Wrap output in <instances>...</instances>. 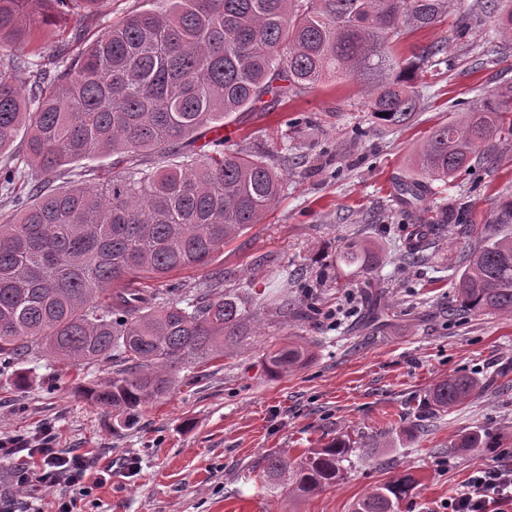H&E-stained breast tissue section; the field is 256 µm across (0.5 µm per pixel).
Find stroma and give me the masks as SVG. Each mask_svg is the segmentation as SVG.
Instances as JSON below:
<instances>
[{
    "instance_id": "35a3bbf8",
    "label": "stroma",
    "mask_w": 512,
    "mask_h": 512,
    "mask_svg": "<svg viewBox=\"0 0 512 512\" xmlns=\"http://www.w3.org/2000/svg\"><path fill=\"white\" fill-rule=\"evenodd\" d=\"M473 3L454 0L442 23L401 44L403 57L447 44L435 71L417 76L422 107L412 123L377 125L356 85L330 82L225 127L230 143L284 176L277 207L216 262L225 288L251 295L248 346L185 364L170 394L117 433L111 410L75 394L79 382L110 377L115 363L75 368L43 357L0 372V437L33 448L48 430L55 447L85 455L90 473L114 469L103 485L21 488L17 459L0 458L1 504L11 512H56L62 498L78 512H352L373 486L407 469L419 485L398 512H446L495 450L512 448V317L448 311L467 251L485 235L512 234V224L493 221L512 203V140L450 183H431L429 212L407 209L394 190L416 177L415 155L433 126L512 85V42L496 35L493 18L455 34ZM422 224L437 231L424 260L411 264L404 254ZM353 240L377 246L384 317L370 315L362 278L336 267ZM283 266L297 278L285 280ZM285 297L294 310H279ZM288 341L310 357L271 377L268 356ZM450 374L479 379L480 394L453 412L418 416ZM473 432L487 447L457 451ZM341 435L353 450L336 486L302 498L264 486L268 454L298 459Z\"/></svg>"
}]
</instances>
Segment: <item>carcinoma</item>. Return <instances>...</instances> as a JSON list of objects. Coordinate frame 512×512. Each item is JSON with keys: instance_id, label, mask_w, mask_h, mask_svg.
Here are the masks:
<instances>
[{"instance_id": "obj_1", "label": "carcinoma", "mask_w": 512, "mask_h": 512, "mask_svg": "<svg viewBox=\"0 0 512 512\" xmlns=\"http://www.w3.org/2000/svg\"><path fill=\"white\" fill-rule=\"evenodd\" d=\"M102 0H0V191L12 209L0 221V366L45 353L72 365L120 364L76 387L116 413L117 432L172 390L192 358L243 346V299L224 291V270L196 284L193 298L148 285L202 269L224 245L275 207L282 175L261 156L224 148L210 134L245 112L298 98L330 82L360 88L382 126L420 110L417 72L445 45L399 59L395 45L431 29L450 0H153L104 24ZM57 14L78 28L44 52L35 30ZM101 34L86 40L90 26ZM512 89L428 131L416 164L425 180L399 185L418 206L425 181L472 169L497 137L512 136ZM23 136L24 152L11 148ZM211 147L195 148L198 141ZM112 159L86 185L82 162ZM63 180L52 187L48 177ZM375 246L351 242L336 266L373 271ZM451 312L512 314V236L465 257ZM308 350L288 342L269 359L278 377ZM466 375L438 381L424 406L453 409L480 392ZM348 452L340 438L293 460L266 457L264 475L297 497L336 485ZM418 487L403 471L368 492L354 512H397Z\"/></svg>"}]
</instances>
